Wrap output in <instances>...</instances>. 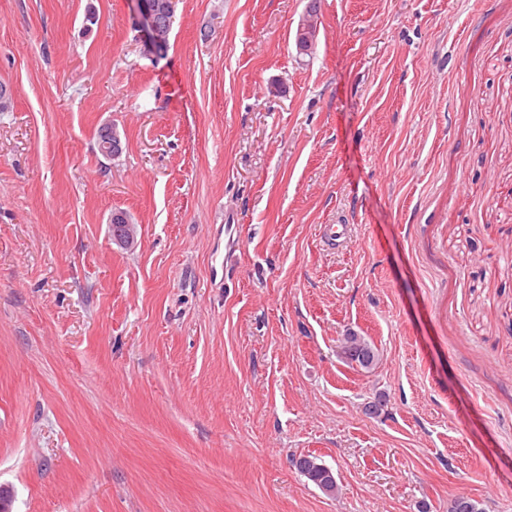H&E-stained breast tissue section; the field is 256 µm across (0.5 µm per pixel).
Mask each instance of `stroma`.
<instances>
[{
  "label": "stroma",
  "instance_id": "obj_1",
  "mask_svg": "<svg viewBox=\"0 0 512 512\" xmlns=\"http://www.w3.org/2000/svg\"><path fill=\"white\" fill-rule=\"evenodd\" d=\"M307 5L0 0L10 512H512V0ZM135 4L133 13V26L140 33L144 48L152 57L158 59L162 53V48L166 45L173 25V20L166 22L165 27L160 26V10H164L168 15L172 3L176 0H131ZM319 0H310L308 9H310L317 18V4ZM314 16L306 14L299 24L298 47L301 51H309L312 49L317 37V21ZM350 224L336 222V224H324L320 229V238L323 246L330 250H336L346 244L350 239ZM337 356L346 364L371 370L378 364L379 352L354 331H346L337 346ZM301 456H299L298 459L305 463L304 466H298L296 460L293 461L298 472L309 482L318 487L323 493L332 496L337 494L339 487L332 469L324 464L317 456L312 454Z\"/></svg>",
  "mask_w": 512,
  "mask_h": 512
}]
</instances>
